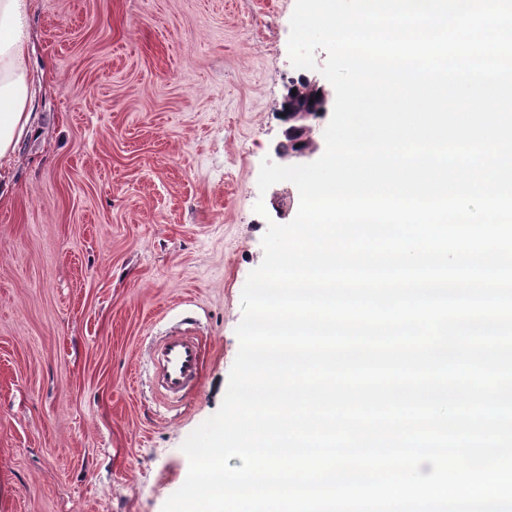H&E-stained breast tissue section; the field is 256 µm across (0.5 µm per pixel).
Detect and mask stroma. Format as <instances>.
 Returning a JSON list of instances; mask_svg holds the SVG:
<instances>
[{"label": "stroma", "instance_id": "1", "mask_svg": "<svg viewBox=\"0 0 512 512\" xmlns=\"http://www.w3.org/2000/svg\"><path fill=\"white\" fill-rule=\"evenodd\" d=\"M295 0H35L40 116L0 196V512H162L223 401L241 295L299 192L258 188ZM264 203L266 215L255 212ZM202 339L163 399L150 353ZM152 363L162 395L178 401L201 380L202 357L197 337L185 332L164 336Z\"/></svg>", "mask_w": 512, "mask_h": 512}]
</instances>
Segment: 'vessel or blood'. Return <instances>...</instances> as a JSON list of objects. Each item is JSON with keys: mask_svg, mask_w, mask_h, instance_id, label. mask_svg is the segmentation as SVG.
Instances as JSON below:
<instances>
[{"mask_svg": "<svg viewBox=\"0 0 512 512\" xmlns=\"http://www.w3.org/2000/svg\"><path fill=\"white\" fill-rule=\"evenodd\" d=\"M152 363L162 395L173 402L181 399L201 379L202 357L197 337L185 332L163 337Z\"/></svg>", "mask_w": 512, "mask_h": 512, "instance_id": "b4317fda", "label": "vessel or blood"}]
</instances>
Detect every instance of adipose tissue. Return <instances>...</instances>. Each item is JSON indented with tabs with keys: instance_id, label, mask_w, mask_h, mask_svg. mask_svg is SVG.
I'll return each mask as SVG.
<instances>
[{
	"instance_id": "1",
	"label": "adipose tissue",
	"mask_w": 512,
	"mask_h": 512,
	"mask_svg": "<svg viewBox=\"0 0 512 512\" xmlns=\"http://www.w3.org/2000/svg\"><path fill=\"white\" fill-rule=\"evenodd\" d=\"M33 10L34 0H0V186L5 188L38 107L40 87L29 57Z\"/></svg>"
}]
</instances>
